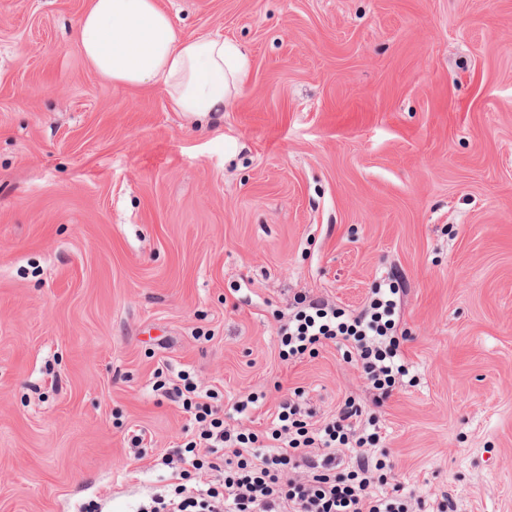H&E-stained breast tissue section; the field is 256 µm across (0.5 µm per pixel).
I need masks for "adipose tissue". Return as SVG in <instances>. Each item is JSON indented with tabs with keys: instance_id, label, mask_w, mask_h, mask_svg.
Instances as JSON below:
<instances>
[{
	"instance_id": "obj_1",
	"label": "adipose tissue",
	"mask_w": 512,
	"mask_h": 512,
	"mask_svg": "<svg viewBox=\"0 0 512 512\" xmlns=\"http://www.w3.org/2000/svg\"><path fill=\"white\" fill-rule=\"evenodd\" d=\"M86 62L117 85H161L176 111L203 120L241 90L249 61L221 38L184 39L156 0H89L77 22Z\"/></svg>"
}]
</instances>
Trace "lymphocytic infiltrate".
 <instances>
[{
    "label": "lymphocytic infiltrate",
    "instance_id": "lymphocytic-infiltrate-1",
    "mask_svg": "<svg viewBox=\"0 0 512 512\" xmlns=\"http://www.w3.org/2000/svg\"><path fill=\"white\" fill-rule=\"evenodd\" d=\"M398 282L372 289L369 300L348 313L328 300L280 325V356L292 360L327 343L347 347L368 374L379 399H387L397 378L409 372L396 334ZM176 395L199 426L196 439L162 456L170 470L163 492L137 512H431L425 499L407 496L389 483L377 456L383 432L354 399L335 417L310 429L301 407L283 401L266 434L245 433L224 424L214 394L199 391L188 373L178 375ZM209 481H199L200 471Z\"/></svg>",
    "mask_w": 512,
    "mask_h": 512
}]
</instances>
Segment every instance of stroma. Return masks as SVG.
Masks as SVG:
<instances>
[{
    "instance_id": "stroma-1",
    "label": "stroma",
    "mask_w": 512,
    "mask_h": 512,
    "mask_svg": "<svg viewBox=\"0 0 512 512\" xmlns=\"http://www.w3.org/2000/svg\"><path fill=\"white\" fill-rule=\"evenodd\" d=\"M87 3L0 0V512H137L192 436L155 387L180 370L256 394L243 431L355 397L389 480L512 512V0H158L250 61L200 123L87 65ZM390 272L383 404L344 346L280 358L295 299L357 310Z\"/></svg>"
}]
</instances>
